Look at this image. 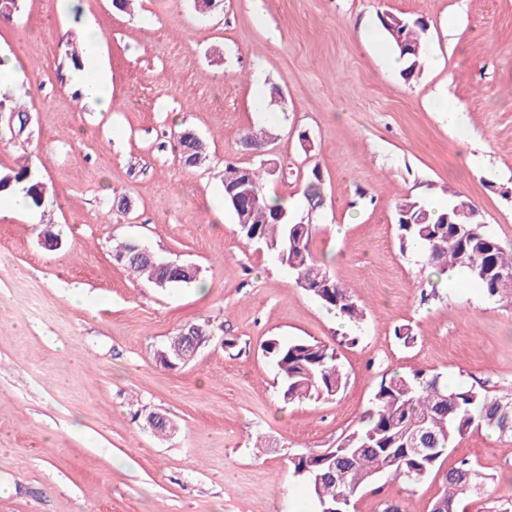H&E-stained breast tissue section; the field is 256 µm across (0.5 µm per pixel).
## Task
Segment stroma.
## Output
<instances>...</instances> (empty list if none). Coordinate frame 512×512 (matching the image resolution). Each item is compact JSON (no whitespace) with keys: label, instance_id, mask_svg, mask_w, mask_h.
Listing matches in <instances>:
<instances>
[{"label":"stroma","instance_id":"stroma-1","mask_svg":"<svg viewBox=\"0 0 512 512\" xmlns=\"http://www.w3.org/2000/svg\"><path fill=\"white\" fill-rule=\"evenodd\" d=\"M263 2L259 21L251 0L205 15L194 0H136L128 12L83 0L78 16L65 0H19L0 22V54L30 88L0 99V169L29 164L47 187L41 207L0 216V512H315L288 457L335 447L382 376L430 370L452 387L512 395V308L463 276L422 300L428 271L400 252L394 226L401 202L455 192L512 250V0ZM384 13L429 24L412 80L386 64ZM85 22L102 36L107 112L78 97L65 54ZM442 95L459 111H435ZM16 108L25 129L7 119ZM182 127L205 142V166L179 163ZM250 130L265 133L263 154L244 147ZM264 159L276 166L267 196L316 224L312 250L363 307L360 326L240 238L224 167ZM315 168L327 202L310 217L303 189ZM48 226L58 249L41 243ZM125 239L194 264L198 284L129 275L112 257ZM205 322L216 337L193 361L157 362L170 337ZM405 324L408 347L394 336ZM271 336L334 346L344 390L284 403L261 349ZM151 411L169 419L166 435L147 425ZM464 458L486 484L463 512L512 502V439L482 428L419 485L379 481L350 512L388 498L431 512Z\"/></svg>","mask_w":512,"mask_h":512}]
</instances>
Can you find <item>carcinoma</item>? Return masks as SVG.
I'll use <instances>...</instances> for the list:
<instances>
[{
	"label": "carcinoma",
	"instance_id": "cac0c4a2",
	"mask_svg": "<svg viewBox=\"0 0 512 512\" xmlns=\"http://www.w3.org/2000/svg\"><path fill=\"white\" fill-rule=\"evenodd\" d=\"M379 19L402 62L401 76L413 78L421 70L420 47L428 23L421 17L392 13ZM175 148L185 167H198L209 159L198 138L186 144L179 133ZM265 174L270 171L263 167H224V196L236 215L240 237L247 243L253 237L260 240L292 270L301 287L309 283L315 271L327 274L320 287L308 292L328 310L353 324L360 323L363 309L313 253L315 225L290 221L288 208L265 195ZM18 184L24 186L32 206H41L45 184L30 166L0 174V192ZM321 184V174L312 170L303 191L306 207L312 213L325 205ZM231 190L246 191L248 201L236 206L229 196ZM394 221L400 251L418 252L429 276L439 280L448 271L459 269L488 298L512 307V288L501 285L502 277L512 274V252L505 251L486 225L475 223L474 206L469 200L455 193L440 209L407 200L397 205ZM113 257L130 274L144 276L159 288L197 281L198 271L186 272L180 263L143 255L135 240L116 242ZM261 348L276 367L279 393L286 403L313 393L335 397L346 386L336 350L323 342L271 336ZM479 426L501 437H512V397H491L471 387L450 389L440 375L425 370L395 373L381 380L359 425L337 443L332 455L319 458L293 454L289 461L322 512L326 506L344 507L341 500L354 498L380 479L419 483L434 471L450 443ZM423 434L430 439L426 455L414 451ZM444 483L443 494L435 500L439 507L432 508V512H458L461 500L484 494L485 477L468 459L446 472Z\"/></svg>",
	"mask_w": 512,
	"mask_h": 512
}]
</instances>
